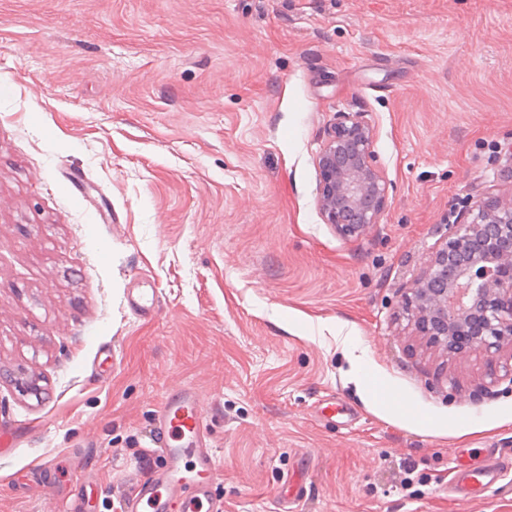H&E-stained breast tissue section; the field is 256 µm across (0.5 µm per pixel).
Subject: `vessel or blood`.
Returning <instances> with one entry per match:
<instances>
[{
    "label": "vessel or blood",
    "mask_w": 512,
    "mask_h": 512,
    "mask_svg": "<svg viewBox=\"0 0 512 512\" xmlns=\"http://www.w3.org/2000/svg\"><path fill=\"white\" fill-rule=\"evenodd\" d=\"M200 396L191 387L165 399L155 417L154 437L163 467L137 482L124 498V512H219L211 486L217 478L216 454L203 435ZM452 493L474 496L483 487L512 475V454L489 451L473 462L460 455L452 461Z\"/></svg>",
    "instance_id": "obj_1"
}]
</instances>
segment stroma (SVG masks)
I'll list each match as a JSON object with an SVG mask.
<instances>
[{"label":"stroma","instance_id":"stroma-1","mask_svg":"<svg viewBox=\"0 0 512 512\" xmlns=\"http://www.w3.org/2000/svg\"><path fill=\"white\" fill-rule=\"evenodd\" d=\"M1 81L0 512H114L187 386L223 512H512L448 490L512 451V383L400 316L449 213L512 197V0H0ZM340 112L389 184L354 240L317 203Z\"/></svg>","mask_w":512,"mask_h":512}]
</instances>
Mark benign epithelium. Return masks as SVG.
<instances>
[{
	"instance_id": "benign-epithelium-1",
	"label": "benign epithelium",
	"mask_w": 512,
	"mask_h": 512,
	"mask_svg": "<svg viewBox=\"0 0 512 512\" xmlns=\"http://www.w3.org/2000/svg\"><path fill=\"white\" fill-rule=\"evenodd\" d=\"M374 142L360 113L338 112L316 159L321 215L345 240L366 235L388 206ZM403 304L431 346L451 358L478 352L491 381H512V198L490 195L459 212Z\"/></svg>"
}]
</instances>
